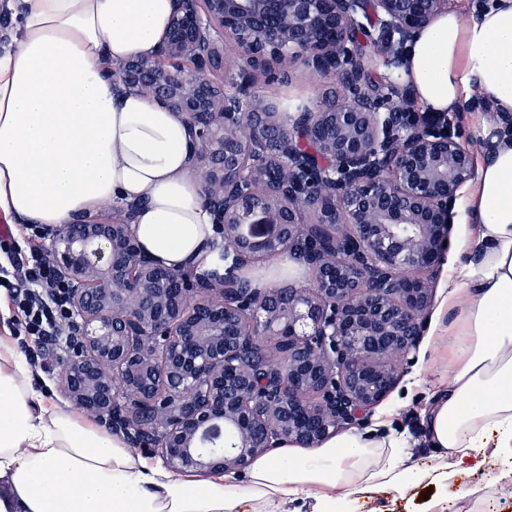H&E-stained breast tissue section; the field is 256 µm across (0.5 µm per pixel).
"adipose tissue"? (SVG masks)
Segmentation results:
<instances>
[{
	"instance_id": "1",
	"label": "adipose tissue",
	"mask_w": 512,
	"mask_h": 512,
	"mask_svg": "<svg viewBox=\"0 0 512 512\" xmlns=\"http://www.w3.org/2000/svg\"><path fill=\"white\" fill-rule=\"evenodd\" d=\"M13 20L0 47V215L59 227L110 204L134 206L133 228L155 262L223 273L219 235L200 203L186 125L124 89L109 67L155 50L170 0H0ZM475 17L439 15L404 44L405 81L424 109L485 107L473 125L475 177L459 192L464 229L436 311L448 320V381L422 410L426 462L409 438L347 428L304 450L289 439L243 477L173 474L34 389L24 357L0 343V512H349L354 501L409 498L435 487L423 512H447L448 486L496 501L512 484V0Z\"/></svg>"
}]
</instances>
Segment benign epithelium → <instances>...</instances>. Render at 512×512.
<instances>
[{
	"instance_id": "1",
	"label": "benign epithelium",
	"mask_w": 512,
	"mask_h": 512,
	"mask_svg": "<svg viewBox=\"0 0 512 512\" xmlns=\"http://www.w3.org/2000/svg\"><path fill=\"white\" fill-rule=\"evenodd\" d=\"M446 11L448 0H171L155 53L112 75L187 126L201 202L233 263L209 296V281L141 250L131 209L55 229L47 252L70 286L76 349L63 390L76 407L184 473L243 470L283 438L316 447L387 397L393 360L423 336L475 168L451 125L421 123L401 85L371 83L356 34L377 24L406 41ZM229 41L237 63L224 61ZM295 61L337 78L340 97L327 85L312 107L247 110L258 80L283 81ZM299 245L315 287L237 286L235 272ZM259 338L286 370L268 371Z\"/></svg>"
}]
</instances>
